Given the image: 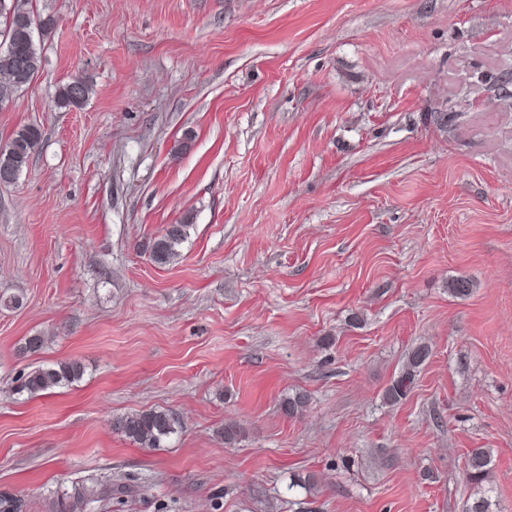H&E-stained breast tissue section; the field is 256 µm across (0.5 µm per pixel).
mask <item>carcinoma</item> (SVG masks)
I'll use <instances>...</instances> for the list:
<instances>
[{
  "label": "carcinoma",
  "mask_w": 512,
  "mask_h": 512,
  "mask_svg": "<svg viewBox=\"0 0 512 512\" xmlns=\"http://www.w3.org/2000/svg\"><path fill=\"white\" fill-rule=\"evenodd\" d=\"M0 102L15 99L18 92L31 85L41 63V47L34 41V29L50 33L54 20L42 19L31 9L30 0H0ZM93 94L92 84L82 78H74L63 84L57 92L59 108H82ZM41 141V131L34 125L18 128L5 148L0 150V168L7 167L20 173L35 154ZM187 224H169L160 234L150 239L146 252L159 266L173 263L180 256V247L188 236ZM430 355V346L420 344L413 348L402 366L384 391L386 402L394 405L406 398L418 375L419 368ZM83 375L76 362H61L54 367L35 368L15 379L12 391L30 398L72 384ZM306 395L297 393L281 401V410L290 417L299 416L306 407ZM115 431L142 448H160L179 429L181 422L168 409H148L131 412L115 418ZM491 454L485 448H473L465 461V478L476 490L467 512H493L485 488L491 470ZM122 494L123 489H112L99 480L79 481L55 500L56 512H95L96 504L112 494Z\"/></svg>",
  "instance_id": "obj_1"
}]
</instances>
